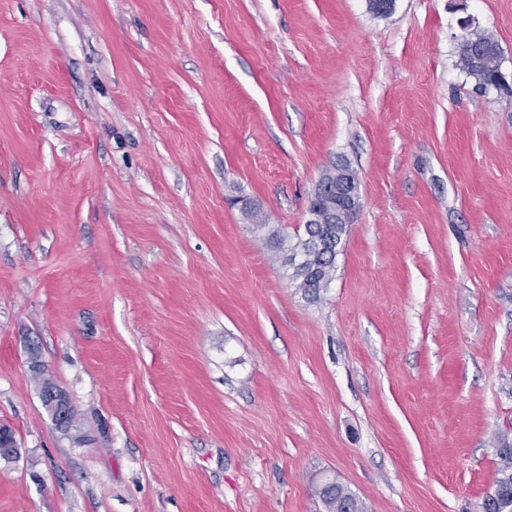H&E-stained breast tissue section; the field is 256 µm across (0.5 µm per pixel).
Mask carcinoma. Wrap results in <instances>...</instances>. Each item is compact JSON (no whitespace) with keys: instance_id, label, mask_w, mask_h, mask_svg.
Returning a JSON list of instances; mask_svg holds the SVG:
<instances>
[{"instance_id":"1","label":"carcinoma","mask_w":512,"mask_h":512,"mask_svg":"<svg viewBox=\"0 0 512 512\" xmlns=\"http://www.w3.org/2000/svg\"><path fill=\"white\" fill-rule=\"evenodd\" d=\"M500 52V44L485 32L470 31L460 35L457 47V64L471 78L477 88L495 86V67L492 61ZM263 239L277 250L297 249L307 255L306 263L292 272V280L303 293L313 299L327 287L336 262V247L342 243L347 224H309L289 236L282 229L262 224L258 227ZM501 460L499 477L494 493L484 500L485 512H499L498 504L505 499L512 500V445L503 443L498 449ZM316 493L323 502L326 512H364L356 495L338 480H326L316 487Z\"/></svg>"}]
</instances>
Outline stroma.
I'll return each mask as SVG.
<instances>
[{"label": "stroma", "mask_w": 512, "mask_h": 512, "mask_svg": "<svg viewBox=\"0 0 512 512\" xmlns=\"http://www.w3.org/2000/svg\"><path fill=\"white\" fill-rule=\"evenodd\" d=\"M512 0H0V512H481L512 443ZM360 209L304 296L292 231ZM37 346L76 409L55 427ZM500 44L494 37L485 32H474L460 35L457 47V64L471 78L477 88L495 87V70L492 61L501 52ZM502 53V52H501ZM336 197V206L342 212L346 213L353 222L360 207L359 182L354 175H349L342 183L336 186L333 191ZM316 493L323 502L326 512H364L360 500L337 478L319 484Z\"/></svg>", "instance_id": "obj_1"}]
</instances>
